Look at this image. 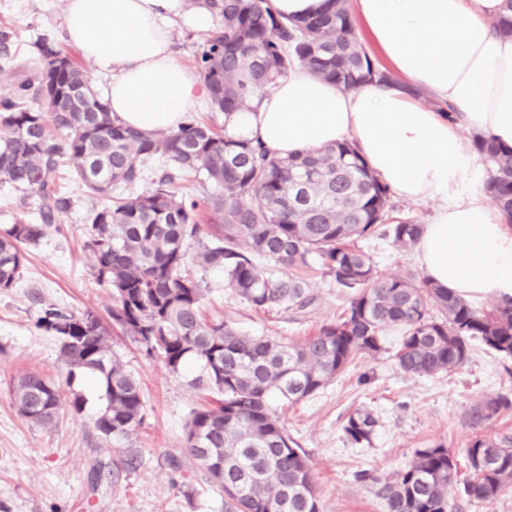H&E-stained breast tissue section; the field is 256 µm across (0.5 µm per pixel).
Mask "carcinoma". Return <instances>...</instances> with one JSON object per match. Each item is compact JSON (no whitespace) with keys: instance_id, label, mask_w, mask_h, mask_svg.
Here are the masks:
<instances>
[{"instance_id":"1","label":"carcinoma","mask_w":512,"mask_h":512,"mask_svg":"<svg viewBox=\"0 0 512 512\" xmlns=\"http://www.w3.org/2000/svg\"><path fill=\"white\" fill-rule=\"evenodd\" d=\"M219 25L204 35L199 68L210 107L229 123L251 110L257 90L288 75L297 64L346 90L368 82L397 84L380 68L356 27L349 0H325L312 16L288 19L272 0H191ZM37 86H18L16 99L0 101V183L39 201L36 222L18 219L0 228V291L11 290L27 260L23 246L37 244L72 205L67 173L102 204L90 216L88 241L95 276L112 287V329L147 355L179 371L199 363L215 400L194 409L186 424V449L205 481L224 494V512H321L309 458L272 406L297 404L329 385L359 357L390 353L404 372L434 376L463 366L472 346L512 359V298L479 310L464 297L414 275L380 277L358 241L371 235L406 249L421 224L392 214L390 189L372 174L348 143L290 156L271 152L258 139H234L189 118L178 129L146 133L112 120L85 72L69 55L38 45ZM81 91L76 103L56 111L49 95ZM34 95L39 106L25 105ZM491 168L485 190L512 224V148L473 136ZM165 160L157 188L132 190L146 164ZM203 178L211 193L176 199L189 178ZM211 224L199 222V210ZM197 251L190 252L191 244ZM318 267L346 294L336 318L299 341L253 336L203 314L200 272L219 271L224 284L257 312L302 313L315 303L305 272ZM59 341L68 376H93L105 407L95 428L118 445L142 420L138 380L112 354L98 314L50 304L37 320ZM397 327L393 349L385 333ZM13 400L22 417L54 423L60 411L81 414L85 400L63 397L37 374L19 380ZM512 410L506 391L474 407L481 426ZM377 420L356 409L342 432L353 444L370 443ZM464 476L443 445L416 450L413 461L391 476L367 471L383 512H459L450 491L462 485L470 504L512 488V435L482 432L464 448Z\"/></svg>"}]
</instances>
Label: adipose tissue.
I'll use <instances>...</instances> for the list:
<instances>
[{
    "instance_id": "ef3b65f1",
    "label": "adipose tissue",
    "mask_w": 512,
    "mask_h": 512,
    "mask_svg": "<svg viewBox=\"0 0 512 512\" xmlns=\"http://www.w3.org/2000/svg\"><path fill=\"white\" fill-rule=\"evenodd\" d=\"M505 0H355L363 31L398 77L395 86L345 91L295 66L265 90L256 109L237 113L229 136L260 139L287 155L353 143L397 197L433 203L415 244L437 286L465 298L512 297V225L481 187L487 167L472 135L512 146V36L493 21ZM203 33L215 23L186 0H67L64 27L97 72L118 123L174 130L204 95L171 48L174 22ZM448 102L444 115L415 97Z\"/></svg>"
}]
</instances>
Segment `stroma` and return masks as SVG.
<instances>
[{"label": "stroma", "instance_id": "obj_1", "mask_svg": "<svg viewBox=\"0 0 512 512\" xmlns=\"http://www.w3.org/2000/svg\"><path fill=\"white\" fill-rule=\"evenodd\" d=\"M66 0H0V32L9 64L0 71V100L36 73V44L48 39L75 62L80 51L63 35ZM71 209L38 245L27 247V261L15 288L0 291V512H224L221 493L203 479L185 450V426L193 409L212 400L198 387L197 363L169 371L130 338L110 334L112 352L138 380L144 397L142 423L122 447H112L94 422L105 401L89 375L69 379L59 343L39 330L41 304L74 313L93 310L107 316L112 290L96 280L95 258L86 226L98 198L70 180ZM381 275L412 273L424 278L414 249L399 250L385 240H362ZM309 283L317 297L306 312H256L224 287L221 273L204 278L207 317L234 323L255 336L313 335L340 312L346 297L321 271ZM497 352L475 346L462 367L432 377L404 373L389 355L359 358L335 382L293 407H282L288 431L308 454L322 512H382L372 484L358 482L366 470L380 477L404 469L416 449L434 444L461 453L478 429L469 418L474 406L512 388V374ZM37 373L63 395L84 397L81 414L62 411L45 428L23 418L12 402L18 380ZM371 410L378 420L370 444L349 443L341 430L349 413ZM132 460L121 468V460Z\"/></svg>", "mask_w": 512, "mask_h": 512}]
</instances>
